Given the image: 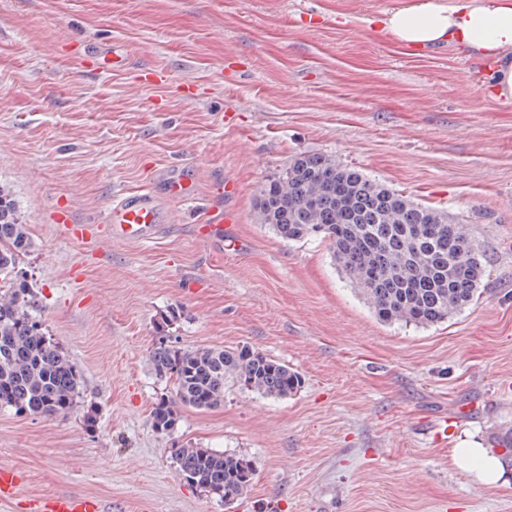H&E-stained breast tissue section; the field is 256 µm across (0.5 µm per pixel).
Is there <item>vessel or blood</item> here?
I'll return each mask as SVG.
<instances>
[{"mask_svg":"<svg viewBox=\"0 0 512 512\" xmlns=\"http://www.w3.org/2000/svg\"><path fill=\"white\" fill-rule=\"evenodd\" d=\"M105 222L111 233L124 241L145 244L158 235L159 205L151 192L142 190L124 196L107 210ZM21 473L10 466H0V505L24 502L27 512H104L100 499L90 495L57 494L20 500Z\"/></svg>","mask_w":512,"mask_h":512,"instance_id":"obj_1","label":"vessel or blood"}]
</instances>
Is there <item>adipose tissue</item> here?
<instances>
[{"label": "adipose tissue", "mask_w": 512, "mask_h": 512, "mask_svg": "<svg viewBox=\"0 0 512 512\" xmlns=\"http://www.w3.org/2000/svg\"><path fill=\"white\" fill-rule=\"evenodd\" d=\"M382 25L408 46L451 44L477 55L493 97L512 105V0H412Z\"/></svg>", "instance_id": "adipose-tissue-1"}]
</instances>
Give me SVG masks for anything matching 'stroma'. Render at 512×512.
Returning a JSON list of instances; mask_svg holds the SVG:
<instances>
[{
  "label": "stroma",
  "mask_w": 512,
  "mask_h": 512,
  "mask_svg": "<svg viewBox=\"0 0 512 512\" xmlns=\"http://www.w3.org/2000/svg\"><path fill=\"white\" fill-rule=\"evenodd\" d=\"M411 0H0V185L33 240L48 336L77 365V406L0 410V465L21 499L99 497L105 512H512V470L485 483L454 457L512 427V105L460 48L417 49L381 25ZM109 52L121 67L99 70ZM323 154L466 225L485 252L468 308L420 328L384 323L327 241L278 238L256 221L261 188ZM191 177V201L166 196ZM154 190L148 244L70 239L52 220L100 223ZM229 213L224 240L198 227ZM247 345L304 383L276 400L227 385L157 434L158 337ZM97 415L87 429L86 412ZM447 426L439 442L436 429ZM249 457L234 504L187 484L172 449Z\"/></svg>",
  "instance_id": "stroma-1"
}]
</instances>
